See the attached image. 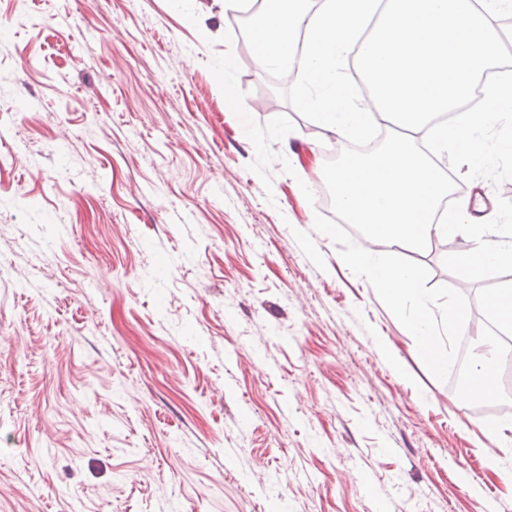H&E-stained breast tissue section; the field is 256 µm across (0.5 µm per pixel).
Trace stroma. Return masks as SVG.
<instances>
[{
  "mask_svg": "<svg viewBox=\"0 0 512 512\" xmlns=\"http://www.w3.org/2000/svg\"><path fill=\"white\" fill-rule=\"evenodd\" d=\"M239 28L0 0V512H512V412L456 401L315 231L331 138Z\"/></svg>",
  "mask_w": 512,
  "mask_h": 512,
  "instance_id": "1",
  "label": "stroma"
}]
</instances>
